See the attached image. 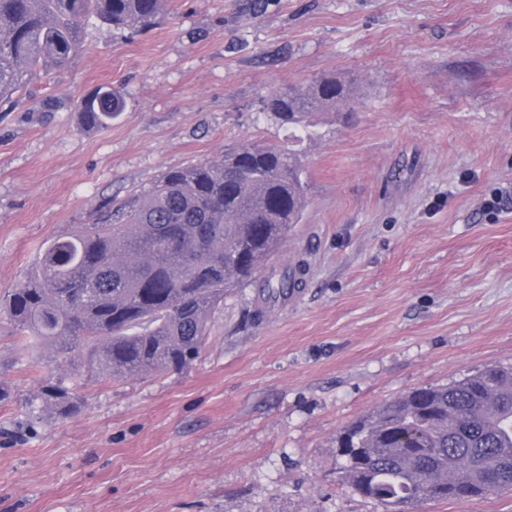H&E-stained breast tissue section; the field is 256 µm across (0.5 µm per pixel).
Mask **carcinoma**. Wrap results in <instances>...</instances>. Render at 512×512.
<instances>
[{
    "mask_svg": "<svg viewBox=\"0 0 512 512\" xmlns=\"http://www.w3.org/2000/svg\"><path fill=\"white\" fill-rule=\"evenodd\" d=\"M167 0H0V103L40 74L64 70L95 19L144 31ZM353 89L324 77L272 93L264 110L292 131L319 114L341 116ZM126 110L104 84L76 111L104 129ZM301 153L245 142L219 162L164 172L149 186L98 208L93 223L54 237L35 269L0 299L28 346L37 340L61 364L81 361L112 378L189 367L228 291L251 282L299 223L307 181ZM301 267L261 284L263 306L288 299ZM36 400L65 418L79 397L60 381ZM350 490L383 507L414 512L427 501L485 498L512 489V367L495 366L451 385L415 388L341 430Z\"/></svg>",
    "mask_w": 512,
    "mask_h": 512,
    "instance_id": "1",
    "label": "carcinoma"
}]
</instances>
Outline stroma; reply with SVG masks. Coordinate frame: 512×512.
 <instances>
[{"label": "stroma", "mask_w": 512, "mask_h": 512, "mask_svg": "<svg viewBox=\"0 0 512 512\" xmlns=\"http://www.w3.org/2000/svg\"><path fill=\"white\" fill-rule=\"evenodd\" d=\"M322 76L355 96L302 145L300 222L188 369L63 367L0 316V512H383L345 485L341 428L512 366V0H169L143 32L89 23L68 70L0 111V294L100 205L287 142L263 100ZM104 83L127 110L96 131L76 104ZM298 263L255 317L259 280ZM59 378L65 419L30 404ZM418 512H512V490Z\"/></svg>", "instance_id": "1"}]
</instances>
